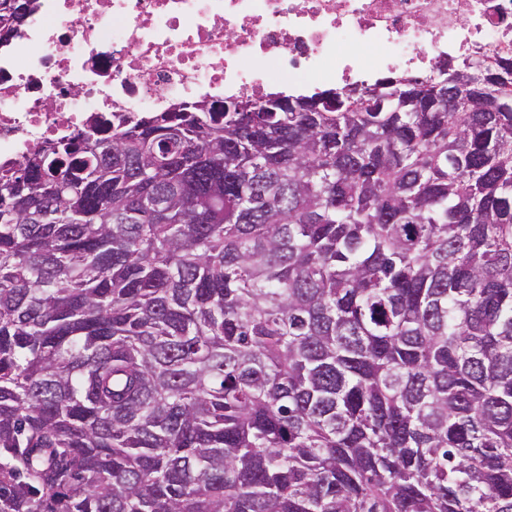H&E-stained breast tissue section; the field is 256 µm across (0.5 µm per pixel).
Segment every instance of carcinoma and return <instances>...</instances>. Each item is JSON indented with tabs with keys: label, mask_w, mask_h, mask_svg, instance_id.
<instances>
[{
	"label": "carcinoma",
	"mask_w": 512,
	"mask_h": 512,
	"mask_svg": "<svg viewBox=\"0 0 512 512\" xmlns=\"http://www.w3.org/2000/svg\"><path fill=\"white\" fill-rule=\"evenodd\" d=\"M234 102L0 169V512H512V60Z\"/></svg>",
	"instance_id": "carcinoma-1"
}]
</instances>
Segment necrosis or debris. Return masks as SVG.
<instances>
[{"mask_svg": "<svg viewBox=\"0 0 512 512\" xmlns=\"http://www.w3.org/2000/svg\"><path fill=\"white\" fill-rule=\"evenodd\" d=\"M497 52L512 0H38L0 47V165L126 114Z\"/></svg>", "mask_w": 512, "mask_h": 512, "instance_id": "4bbe7bcc", "label": "necrosis or debris"}]
</instances>
